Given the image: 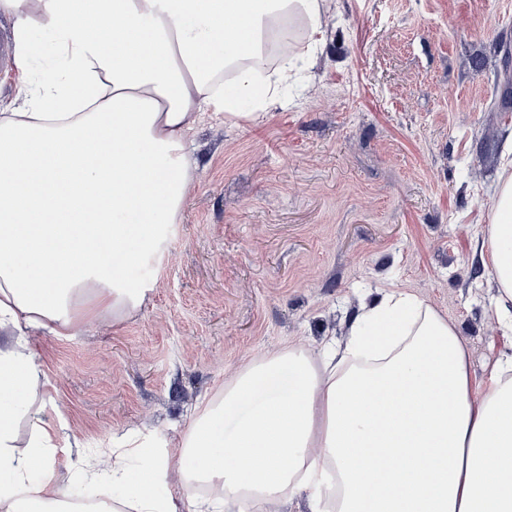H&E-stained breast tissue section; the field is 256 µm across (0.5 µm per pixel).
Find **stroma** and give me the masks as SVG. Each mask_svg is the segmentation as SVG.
Listing matches in <instances>:
<instances>
[{"label": "stroma", "mask_w": 512, "mask_h": 512, "mask_svg": "<svg viewBox=\"0 0 512 512\" xmlns=\"http://www.w3.org/2000/svg\"><path fill=\"white\" fill-rule=\"evenodd\" d=\"M512 0H332L282 106L205 118L197 172L131 316L33 333L61 494L96 449H169L247 364L343 341L362 297L413 293L456 325L482 377L512 338L483 246L512 150L499 43ZM482 70H474L473 60Z\"/></svg>", "instance_id": "obj_1"}]
</instances>
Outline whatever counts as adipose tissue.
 Instances as JSON below:
<instances>
[{
	"label": "adipose tissue",
	"mask_w": 512,
	"mask_h": 512,
	"mask_svg": "<svg viewBox=\"0 0 512 512\" xmlns=\"http://www.w3.org/2000/svg\"><path fill=\"white\" fill-rule=\"evenodd\" d=\"M14 17L16 80L44 65L41 89L0 113V328L74 330L130 314L149 283L132 270L161 256L194 180L188 136L205 113L256 123L291 65L252 60L276 18L297 16L321 47L319 0H0ZM499 306L512 310V174L486 229ZM44 384L37 355L0 344V504L50 512L57 431L18 425ZM249 408L238 428L226 416ZM101 454L112 512H224L284 497L310 512H512V352L473 378L456 326L404 290L362 302L343 347L321 363L291 347L249 365L205 409L181 461ZM224 493L199 507L191 477Z\"/></svg>",
	"instance_id": "ef3b65f1"
}]
</instances>
